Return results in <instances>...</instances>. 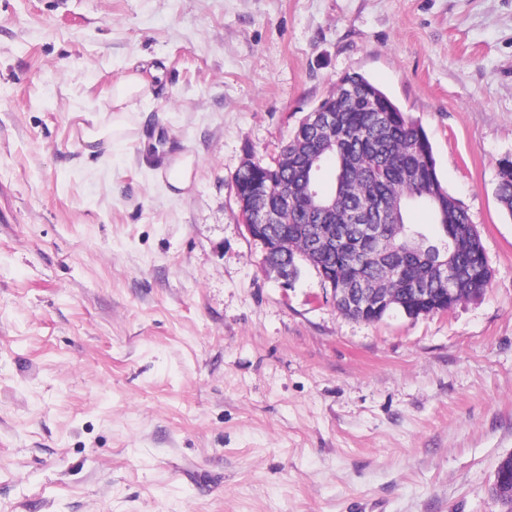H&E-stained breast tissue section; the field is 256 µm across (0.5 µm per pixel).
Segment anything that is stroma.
<instances>
[{
	"mask_svg": "<svg viewBox=\"0 0 512 512\" xmlns=\"http://www.w3.org/2000/svg\"><path fill=\"white\" fill-rule=\"evenodd\" d=\"M353 72L425 129L482 297L365 323L265 269L236 174ZM506 155L512 0H0V512H502ZM497 196L502 208L512 216V156L499 161Z\"/></svg>",
	"mask_w": 512,
	"mask_h": 512,
	"instance_id": "1",
	"label": "stroma"
}]
</instances>
